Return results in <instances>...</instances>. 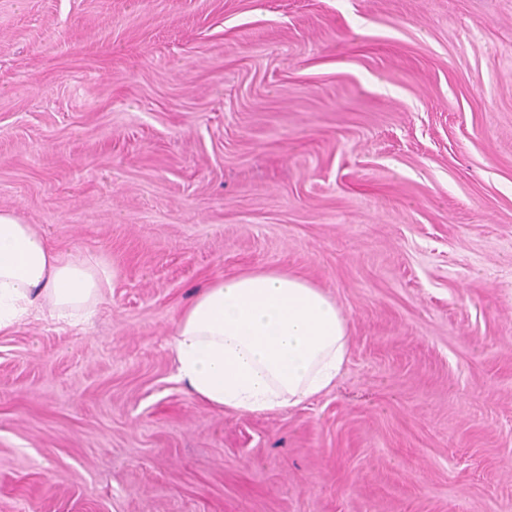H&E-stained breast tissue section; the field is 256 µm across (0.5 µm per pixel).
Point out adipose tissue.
Segmentation results:
<instances>
[{"label":"adipose tissue","mask_w":512,"mask_h":512,"mask_svg":"<svg viewBox=\"0 0 512 512\" xmlns=\"http://www.w3.org/2000/svg\"><path fill=\"white\" fill-rule=\"evenodd\" d=\"M113 269L93 255L54 250L10 210H0V334L50 316L67 326L95 314ZM172 352L176 377L207 407L278 412L332 387L349 334L335 302L301 275L247 269L211 281L182 310Z\"/></svg>","instance_id":"adipose-tissue-1"}]
</instances>
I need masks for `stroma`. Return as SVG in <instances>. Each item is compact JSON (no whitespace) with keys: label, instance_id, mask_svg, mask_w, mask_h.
<instances>
[{"label":"stroma","instance_id":"1","mask_svg":"<svg viewBox=\"0 0 512 512\" xmlns=\"http://www.w3.org/2000/svg\"><path fill=\"white\" fill-rule=\"evenodd\" d=\"M0 209L116 270L0 335V512H512V0H0ZM266 267L348 361L212 410L174 323Z\"/></svg>","mask_w":512,"mask_h":512}]
</instances>
